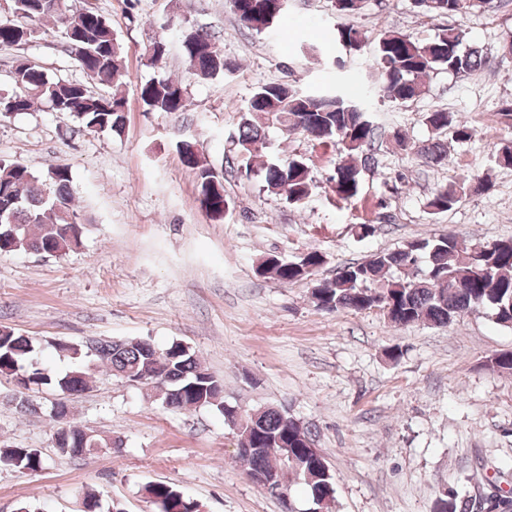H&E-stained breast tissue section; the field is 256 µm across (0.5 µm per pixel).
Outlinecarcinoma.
<instances>
[{
  "label": "carcinoma",
  "mask_w": 512,
  "mask_h": 512,
  "mask_svg": "<svg viewBox=\"0 0 512 512\" xmlns=\"http://www.w3.org/2000/svg\"><path fill=\"white\" fill-rule=\"evenodd\" d=\"M242 26L261 33L271 28L287 5L281 0H230ZM494 0H415L426 13L454 15L467 10L492 8ZM56 18L65 39V51L78 64L86 81H70L49 75L27 59L15 61L11 91L0 94V115L31 111L38 102L53 112L68 115L90 134H120L125 123L128 93H133L148 112H182L187 107L186 89L169 78L135 82L124 66V45L112 25L91 7H73L66 0H8L6 15L0 19V47L19 49L37 38L38 21ZM465 33L458 28L442 30L424 41L396 30L381 33L376 60L381 69L379 92L392 102H407L426 91L424 78L444 70L467 78L482 69L484 50L465 45ZM181 48L193 64L196 75L209 79L236 70L234 63L217 51L212 36L187 27ZM167 54V43L156 39L145 51L146 63L156 67ZM356 90L343 93H303L287 83H263L239 109L241 118L236 140L237 152L251 169V156L267 129L276 127L290 134L301 133L321 144L339 143L343 156L332 180L336 195L349 200L358 194L361 175L374 163L369 154L374 126L359 103ZM426 125L435 137L411 141L396 131L393 138L413 159L429 165L448 160L447 144L438 135L452 130L457 143L467 142L473 130L456 122L449 113L426 114ZM181 162L196 175L199 200L209 217L224 220L227 199L224 177L190 141L176 144ZM265 187L272 193H286L290 204L305 200L314 187L309 167L302 158L271 159L262 166ZM71 169L50 166L42 172L15 161L0 159V254L21 248L48 255H61L83 245L86 225L74 209L70 194ZM486 185L476 177L439 186L427 199L431 214L446 213L464 197L481 193ZM322 260L320 252H307L297 261L279 257L261 264L284 284L309 276L306 267ZM386 299L387 319L397 327L418 323L449 326L465 313L483 309L492 312L497 324L512 327V238L492 242L476 241L462 249L450 233L418 239L406 247L379 252L369 259L347 265L335 279L313 292L317 308L326 311L373 309L372 299ZM68 361L62 372L44 366L38 345L28 336L0 328V376L11 378L19 393L20 407L35 410L30 394L43 391L63 395L57 401L90 389L95 363L107 364L112 375L135 381L161 394L162 404L173 409L214 407L232 423L230 408L224 405V384L201 362L199 356L179 341L157 346L147 339L100 341L92 344L49 341ZM300 429L285 414L268 407L258 415L254 428L242 430L247 451L239 457L248 473L279 477L282 455H288L292 471L288 486H303L314 505L327 509L335 498V478L311 448L303 447ZM61 457L81 458L99 448H118L121 443L91 429L70 424L52 437ZM0 461L15 469L37 471L44 465L36 448L0 446ZM144 497L157 512H200L198 502L186 497L170 482H149L141 487ZM438 512H469L468 498L454 490L437 500Z\"/></svg>",
  "instance_id": "cac0c4a2"
}]
</instances>
